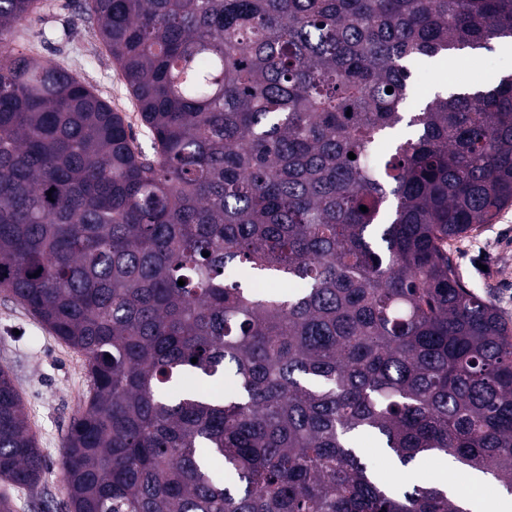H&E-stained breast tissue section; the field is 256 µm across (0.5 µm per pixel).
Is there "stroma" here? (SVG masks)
I'll list each match as a JSON object with an SVG mask.
<instances>
[{
	"label": "stroma",
	"instance_id": "35a3bbf8",
	"mask_svg": "<svg viewBox=\"0 0 512 512\" xmlns=\"http://www.w3.org/2000/svg\"><path fill=\"white\" fill-rule=\"evenodd\" d=\"M83 0H42L40 10L15 31L12 45L38 60L65 67L92 85L133 131L137 144L151 141L134 101L95 28L87 22ZM405 108L415 111L435 94L495 81L512 72V53L501 49L470 58L449 79H442L432 59L414 63ZM448 251L463 283L489 300L512 325V206L492 223L449 241ZM0 366L6 367L20 394L31 434L45 459L36 487L0 482L13 512H68L64 443L73 418L89 390L87 360L43 326L19 302L0 293Z\"/></svg>",
	"mask_w": 512,
	"mask_h": 512
}]
</instances>
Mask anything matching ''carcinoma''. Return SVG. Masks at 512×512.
Returning a JSON list of instances; mask_svg holds the SVG:
<instances>
[{"mask_svg":"<svg viewBox=\"0 0 512 512\" xmlns=\"http://www.w3.org/2000/svg\"><path fill=\"white\" fill-rule=\"evenodd\" d=\"M39 5L0 0V292L87 356L69 512H467L393 491L364 432L512 494V327L448 255L512 205V74L402 111L414 61L512 38V0H86L150 154L11 47ZM42 470L0 366V479Z\"/></svg>","mask_w":512,"mask_h":512,"instance_id":"cac0c4a2","label":"carcinoma"}]
</instances>
